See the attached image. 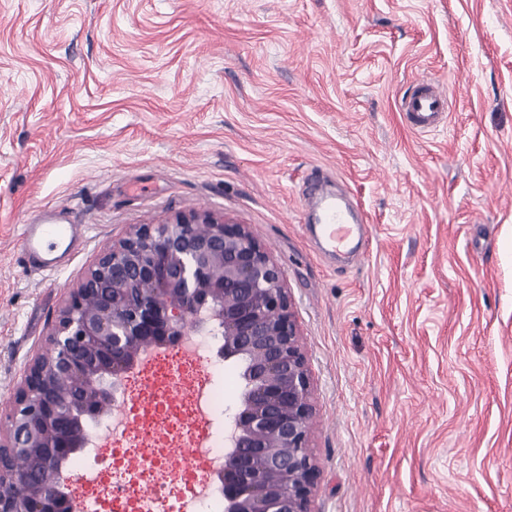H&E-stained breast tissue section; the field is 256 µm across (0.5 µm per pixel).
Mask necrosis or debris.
I'll use <instances>...</instances> for the list:
<instances>
[{"mask_svg": "<svg viewBox=\"0 0 512 512\" xmlns=\"http://www.w3.org/2000/svg\"><path fill=\"white\" fill-rule=\"evenodd\" d=\"M208 348L203 336L147 351L138 372L152 375L150 384L118 402L119 414L104 424L110 454L104 465L89 468L78 459L71 469L70 491L75 508L95 503L97 512H168L171 504L192 502L204 512H222L210 488L212 464L224 454V433L217 423L224 412V392L214 370L199 363ZM147 439L139 454L141 469L128 474L127 448L134 435ZM187 449L191 461L169 462L173 449Z\"/></svg>", "mask_w": 512, "mask_h": 512, "instance_id": "obj_1", "label": "necrosis or debris"}]
</instances>
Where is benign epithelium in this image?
Wrapping results in <instances>:
<instances>
[{"label": "benign epithelium", "instance_id": "benign-epithelium-1", "mask_svg": "<svg viewBox=\"0 0 512 512\" xmlns=\"http://www.w3.org/2000/svg\"><path fill=\"white\" fill-rule=\"evenodd\" d=\"M107 285L94 308L88 296ZM198 332L245 363L240 403L214 473L224 512H312L311 379L283 272L244 224L207 211L142 224L112 244L74 289L0 422V512H74L63 471L117 404L143 353ZM66 380L73 397L57 389ZM40 449L32 491L19 456Z\"/></svg>", "mask_w": 512, "mask_h": 512}]
</instances>
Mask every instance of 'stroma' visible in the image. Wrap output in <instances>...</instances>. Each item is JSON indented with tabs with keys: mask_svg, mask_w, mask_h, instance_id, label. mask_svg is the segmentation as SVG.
<instances>
[{
	"mask_svg": "<svg viewBox=\"0 0 512 512\" xmlns=\"http://www.w3.org/2000/svg\"><path fill=\"white\" fill-rule=\"evenodd\" d=\"M415 78L448 93L436 130L404 121ZM317 166L365 254L306 232ZM45 210L87 227L58 274L17 263ZM191 210L284 274L314 512H512V0H0V416L100 253Z\"/></svg>",
	"mask_w": 512,
	"mask_h": 512,
	"instance_id": "1",
	"label": "stroma"
}]
</instances>
